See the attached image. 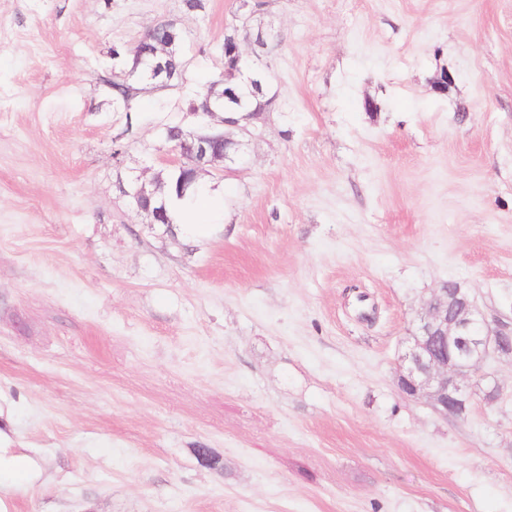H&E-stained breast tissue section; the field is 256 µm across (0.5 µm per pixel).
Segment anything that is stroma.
Here are the masks:
<instances>
[{"mask_svg":"<svg viewBox=\"0 0 512 512\" xmlns=\"http://www.w3.org/2000/svg\"><path fill=\"white\" fill-rule=\"evenodd\" d=\"M235 10L0 0V443L41 472L9 512H512V357L463 417L396 386L445 282L512 333V0H267L277 111L201 173L204 233L151 223L125 191ZM168 19L182 80L114 111L111 48Z\"/></svg>","mask_w":512,"mask_h":512,"instance_id":"stroma-1","label":"stroma"}]
</instances>
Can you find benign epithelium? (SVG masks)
<instances>
[{
    "label": "benign epithelium",
    "mask_w": 512,
    "mask_h": 512,
    "mask_svg": "<svg viewBox=\"0 0 512 512\" xmlns=\"http://www.w3.org/2000/svg\"><path fill=\"white\" fill-rule=\"evenodd\" d=\"M193 143L173 148L175 165L193 169L197 176L204 165L224 163V171L241 159V143L224 134L210 132L192 137ZM146 187L140 185L128 196L137 210L160 223V213L143 205ZM415 333L401 357L397 386L409 397H425L444 415L462 416L471 400L466 381H487L483 401L490 405L499 398L496 383L483 371L490 354L512 355V336L490 329L469 292L456 283H444L422 304L415 318Z\"/></svg>",
    "instance_id": "1"
}]
</instances>
